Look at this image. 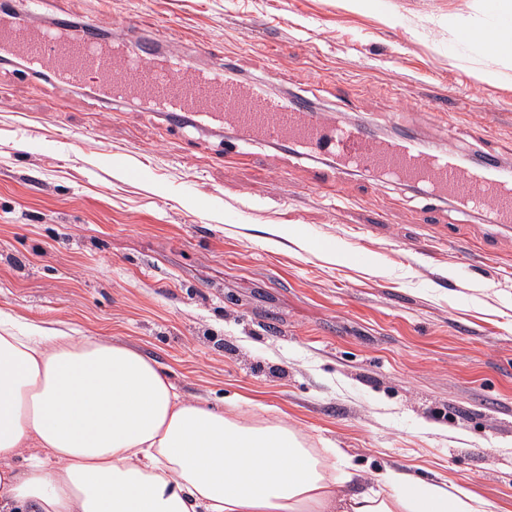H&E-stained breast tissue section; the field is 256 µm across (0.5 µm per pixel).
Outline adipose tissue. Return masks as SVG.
I'll return each mask as SVG.
<instances>
[{
	"mask_svg": "<svg viewBox=\"0 0 512 512\" xmlns=\"http://www.w3.org/2000/svg\"><path fill=\"white\" fill-rule=\"evenodd\" d=\"M491 9L475 41L511 57L512 0ZM360 478L282 421L184 400L126 345L0 309V512H497L401 468Z\"/></svg>",
	"mask_w": 512,
	"mask_h": 512,
	"instance_id": "adipose-tissue-1",
	"label": "adipose tissue"
}]
</instances>
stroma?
Here are the masks:
<instances>
[{"label":"stroma","instance_id":"stroma-1","mask_svg":"<svg viewBox=\"0 0 512 512\" xmlns=\"http://www.w3.org/2000/svg\"><path fill=\"white\" fill-rule=\"evenodd\" d=\"M45 16L135 38L348 124L512 164V59L459 42L481 0H40ZM0 64V308L152 359L189 401L283 419L367 475L390 465L512 512V234L334 158L171 129L96 88ZM452 135H445V125ZM111 152L112 166L101 165ZM294 224L298 238L270 234ZM332 240L369 262L326 261Z\"/></svg>","mask_w":512,"mask_h":512}]
</instances>
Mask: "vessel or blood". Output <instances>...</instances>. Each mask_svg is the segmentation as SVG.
Returning <instances> with one entry per match:
<instances>
[{
	"label": "vessel or blood",
	"instance_id": "1",
	"mask_svg": "<svg viewBox=\"0 0 512 512\" xmlns=\"http://www.w3.org/2000/svg\"><path fill=\"white\" fill-rule=\"evenodd\" d=\"M21 49L30 71H46L63 88L98 81L106 102L145 99L164 125L179 127L189 119L231 125L248 140L336 157L330 183L340 190L354 171H375L401 185H414L432 200L455 205L462 215L480 212L490 234L512 226V170L493 161L479 168L459 163L453 145L424 151L404 140H384L371 127L348 126L325 112L302 110L288 100L254 97L224 75L223 64L199 69L193 57L169 66L147 57L126 33L104 41L96 24L60 22L40 29L0 17V51Z\"/></svg>",
	"mask_w": 512,
	"mask_h": 512
}]
</instances>
